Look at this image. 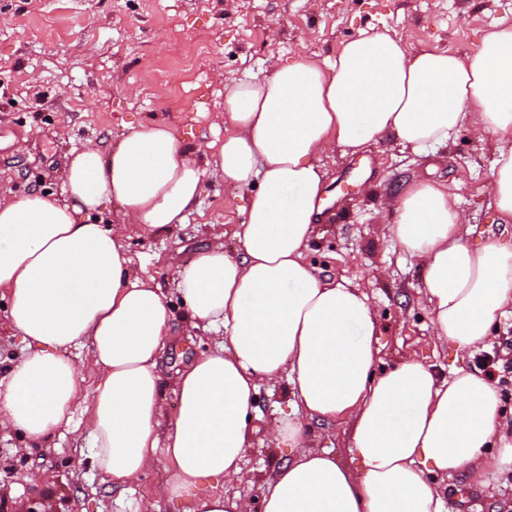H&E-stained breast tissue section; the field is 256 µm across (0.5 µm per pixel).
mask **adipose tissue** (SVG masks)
<instances>
[{
  "label": "adipose tissue",
  "mask_w": 512,
  "mask_h": 512,
  "mask_svg": "<svg viewBox=\"0 0 512 512\" xmlns=\"http://www.w3.org/2000/svg\"><path fill=\"white\" fill-rule=\"evenodd\" d=\"M219 119L224 142L198 145L204 163L168 125L141 123L117 144L73 154L63 198L0 195V299L30 349L0 384V433L38 440L70 425L78 407L93 465L112 483H135L166 458L167 478L137 512H153L158 498L185 500L186 512H251L227 488L241 478L260 383L284 377L290 412L266 439L288 457L262 512H447L453 478L512 483V415L496 383L462 369L441 381L412 356L377 373L367 294L317 275L306 256L322 211L320 157L376 139L418 154L463 127L493 139L491 198L499 223H512V26L464 55L410 52L364 32L332 61H275L265 80L225 83ZM208 175L250 195L238 254L217 235L176 268L190 327L221 336L179 371L170 420L159 364L173 314L124 241L185 223ZM113 203L117 223L104 218ZM392 208L390 231L421 270L437 341L455 358L474 356L496 318L512 314V242L491 234L470 244L456 196L420 176ZM79 346L97 374L89 393L70 357ZM337 420L348 465L306 442L308 425Z\"/></svg>",
  "instance_id": "adipose-tissue-1"
}]
</instances>
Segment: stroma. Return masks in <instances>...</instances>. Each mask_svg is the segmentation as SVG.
<instances>
[{
    "instance_id": "1",
    "label": "stroma",
    "mask_w": 512,
    "mask_h": 512,
    "mask_svg": "<svg viewBox=\"0 0 512 512\" xmlns=\"http://www.w3.org/2000/svg\"><path fill=\"white\" fill-rule=\"evenodd\" d=\"M512 26V0H0V192L34 190L62 197L60 171L71 153L116 142L138 123L174 126L183 144L220 141L213 126L228 79H264L272 57L325 61L362 32L388 33L407 50L465 54L496 26ZM495 144L461 128L440 153L417 154L389 139L354 155L322 157L325 209L307 252L320 276L345 278L369 297L378 316L384 368L413 354L441 375L456 362L433 334L418 272L390 234L391 197L412 176L444 183L477 231L512 237L489 205ZM244 198L205 178L186 223L126 242L136 267L172 290L178 263L213 233L224 248L246 219ZM492 368L512 406V316L493 329ZM287 385H262L254 433L237 492L260 506L266 476L285 459L268 448L266 430L287 413ZM165 476L163 465L132 485L115 486L90 466L83 416L41 440L0 438V512L19 506L55 512H135ZM512 487L489 496L457 479L448 512H495Z\"/></svg>"
}]
</instances>
